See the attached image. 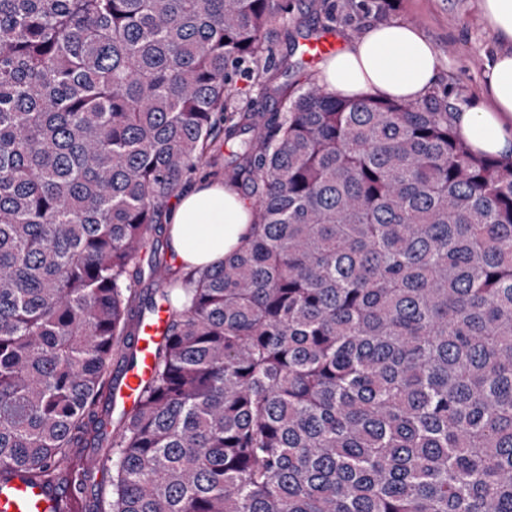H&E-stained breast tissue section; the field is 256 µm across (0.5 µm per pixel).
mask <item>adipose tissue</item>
<instances>
[{
	"label": "adipose tissue",
	"mask_w": 512,
	"mask_h": 512,
	"mask_svg": "<svg viewBox=\"0 0 512 512\" xmlns=\"http://www.w3.org/2000/svg\"><path fill=\"white\" fill-rule=\"evenodd\" d=\"M437 65L436 49L418 29L378 25L329 57L320 83L347 98L371 94L411 101L434 84ZM487 93L488 105L461 109L456 128L474 149L507 158L512 156V51L497 56ZM251 220L249 201L233 188L203 183L182 190L170 216L173 262L205 269L220 265L239 247Z\"/></svg>",
	"instance_id": "ef3b65f1"
}]
</instances>
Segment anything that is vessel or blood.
<instances>
[{"label":"vessel or blood","instance_id":"vessel-or-blood-1","mask_svg":"<svg viewBox=\"0 0 512 512\" xmlns=\"http://www.w3.org/2000/svg\"><path fill=\"white\" fill-rule=\"evenodd\" d=\"M165 328L166 313L163 308H156L144 317L136 337L137 362L125 371L114 388L115 400L132 406L138 388L152 373L153 350L164 343ZM61 503L56 486L30 482L21 474L15 475L9 482H0V512H55Z\"/></svg>","mask_w":512,"mask_h":512}]
</instances>
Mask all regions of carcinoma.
I'll return each instance as SVG.
<instances>
[{"instance_id":"1","label":"carcinoma","mask_w":512,"mask_h":512,"mask_svg":"<svg viewBox=\"0 0 512 512\" xmlns=\"http://www.w3.org/2000/svg\"><path fill=\"white\" fill-rule=\"evenodd\" d=\"M290 2L0 0V481L102 473L94 512H512V158L436 95L279 82ZM247 60L282 111L230 109ZM197 173L252 209L205 270L156 238ZM166 313L162 306L144 317L141 330L136 336L138 359L136 364L124 372L118 385L112 390L114 399L131 407L136 399V392L145 382L153 369V350L165 342Z\"/></svg>"}]
</instances>
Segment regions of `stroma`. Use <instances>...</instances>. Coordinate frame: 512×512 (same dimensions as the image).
I'll use <instances>...</instances> for the list:
<instances>
[{"instance_id": "1", "label": "stroma", "mask_w": 512, "mask_h": 512, "mask_svg": "<svg viewBox=\"0 0 512 512\" xmlns=\"http://www.w3.org/2000/svg\"><path fill=\"white\" fill-rule=\"evenodd\" d=\"M354 15L325 12L323 4L295 0L293 13L277 24L269 44L272 60L293 54L303 70L318 75L319 62L307 55L308 41L335 35L338 46L359 40L377 24H409L419 29L438 52L439 76L431 91L457 106L488 102L486 76L504 44L484 16L482 0H360Z\"/></svg>"}]
</instances>
